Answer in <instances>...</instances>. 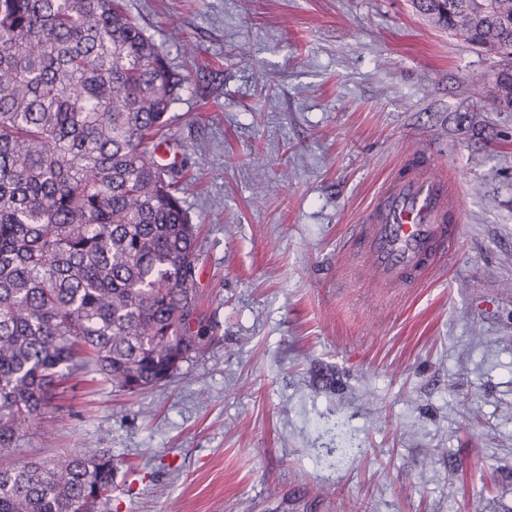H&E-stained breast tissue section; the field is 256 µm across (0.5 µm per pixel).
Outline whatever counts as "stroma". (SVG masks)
<instances>
[{"mask_svg": "<svg viewBox=\"0 0 512 512\" xmlns=\"http://www.w3.org/2000/svg\"><path fill=\"white\" fill-rule=\"evenodd\" d=\"M124 4L188 79L171 132L212 336L143 394L69 381L0 460L110 449L105 512H512L496 57L412 0ZM414 150L459 189L464 234L417 287L375 288L343 252ZM339 419L363 452L333 470Z\"/></svg>", "mask_w": 512, "mask_h": 512, "instance_id": "stroma-1", "label": "stroma"}]
</instances>
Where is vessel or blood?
Listing matches in <instances>:
<instances>
[{"label":"vessel or blood","instance_id":"vessel-or-blood-1","mask_svg":"<svg viewBox=\"0 0 512 512\" xmlns=\"http://www.w3.org/2000/svg\"><path fill=\"white\" fill-rule=\"evenodd\" d=\"M447 176L412 153L379 192L352 237V254L383 288L421 281L440 255L455 251L463 232Z\"/></svg>","mask_w":512,"mask_h":512}]
</instances>
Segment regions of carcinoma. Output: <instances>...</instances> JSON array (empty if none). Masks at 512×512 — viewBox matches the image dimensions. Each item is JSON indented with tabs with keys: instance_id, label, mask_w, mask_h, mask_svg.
<instances>
[{
	"instance_id": "1",
	"label": "carcinoma",
	"mask_w": 512,
	"mask_h": 512,
	"mask_svg": "<svg viewBox=\"0 0 512 512\" xmlns=\"http://www.w3.org/2000/svg\"><path fill=\"white\" fill-rule=\"evenodd\" d=\"M416 0L512 58V0ZM187 78L119 0H0V448H15L62 382L88 373L141 394L209 335L198 225L180 196L169 112ZM512 110V65L493 73ZM336 469L362 448L348 423ZM115 459L85 448L0 467V512H99Z\"/></svg>"
}]
</instances>
